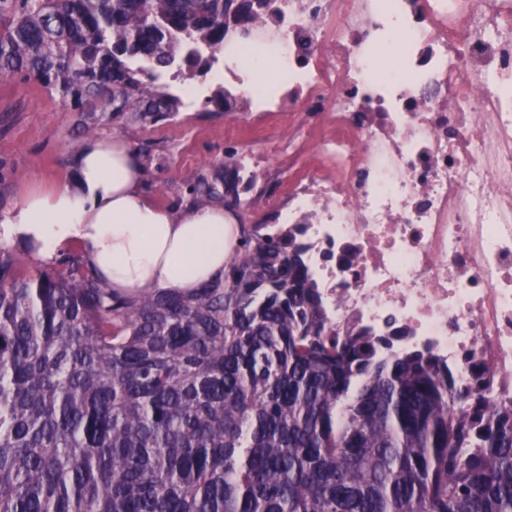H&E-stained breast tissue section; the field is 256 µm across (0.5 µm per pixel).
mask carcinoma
I'll list each match as a JSON object with an SVG mask.
<instances>
[{"label":"carcinoma","mask_w":512,"mask_h":512,"mask_svg":"<svg viewBox=\"0 0 512 512\" xmlns=\"http://www.w3.org/2000/svg\"><path fill=\"white\" fill-rule=\"evenodd\" d=\"M271 0H0V76L81 112L178 114ZM233 161L192 205L240 201ZM190 294L121 292L74 252L19 272L0 247V512H512V412L455 408L448 367L326 335L300 251L238 225Z\"/></svg>","instance_id":"obj_1"}]
</instances>
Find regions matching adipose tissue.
<instances>
[{
  "label": "adipose tissue",
  "instance_id": "1",
  "mask_svg": "<svg viewBox=\"0 0 512 512\" xmlns=\"http://www.w3.org/2000/svg\"><path fill=\"white\" fill-rule=\"evenodd\" d=\"M65 184L31 188L0 211V245L30 247L50 264L72 246L113 288L175 289L185 293L224 271L234 219L223 206L174 214L141 187L128 142L119 136L88 140Z\"/></svg>",
  "mask_w": 512,
  "mask_h": 512
}]
</instances>
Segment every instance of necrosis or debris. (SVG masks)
I'll use <instances>...</instances> for the list:
<instances>
[{
	"instance_id": "obj_1",
	"label": "necrosis or debris",
	"mask_w": 512,
	"mask_h": 512,
	"mask_svg": "<svg viewBox=\"0 0 512 512\" xmlns=\"http://www.w3.org/2000/svg\"><path fill=\"white\" fill-rule=\"evenodd\" d=\"M230 47L266 50L288 118V194L264 233L298 246L327 334L426 351L490 414L512 409V0H273Z\"/></svg>"
}]
</instances>
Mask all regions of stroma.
I'll list each match as a JSON object with an SVG mask.
<instances>
[{
    "instance_id": "1",
    "label": "stroma",
    "mask_w": 512,
    "mask_h": 512,
    "mask_svg": "<svg viewBox=\"0 0 512 512\" xmlns=\"http://www.w3.org/2000/svg\"><path fill=\"white\" fill-rule=\"evenodd\" d=\"M202 97L176 117L142 125L118 118L97 129L100 137L120 135L133 147L142 188L160 206L181 212L190 205L188 184L229 159L239 140L230 130L235 120L262 123L266 132L256 150L275 157L279 139L288 134L274 115L253 111L249 99L213 103L216 90L198 76ZM78 113L58 92L39 82L0 77V209L19 202L36 184H56L73 175L75 143L86 142L77 128Z\"/></svg>"
}]
</instances>
